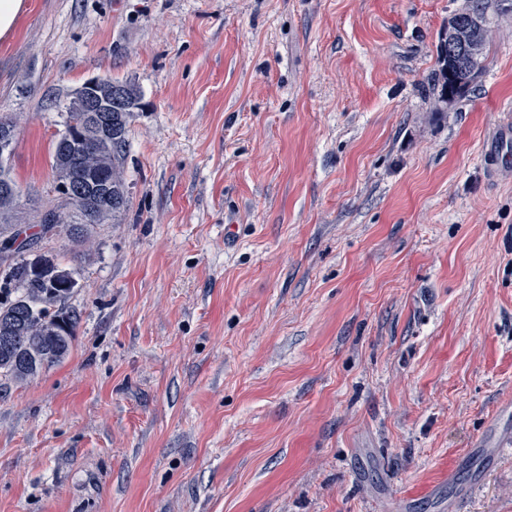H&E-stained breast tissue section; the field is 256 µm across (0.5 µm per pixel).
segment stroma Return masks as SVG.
I'll list each match as a JSON object with an SVG mask.
<instances>
[{
  "instance_id": "1",
  "label": "stroma",
  "mask_w": 512,
  "mask_h": 512,
  "mask_svg": "<svg viewBox=\"0 0 512 512\" xmlns=\"http://www.w3.org/2000/svg\"><path fill=\"white\" fill-rule=\"evenodd\" d=\"M0 39L21 196L93 78L129 207L41 243L66 357L0 377V512H512V14L438 102L466 0H27ZM445 37V32L439 37L437 46L438 71L434 86L437 91L438 101L448 104V101L450 102L460 97L479 78L482 72L486 39L481 38L479 40L481 48L476 52L478 42L473 39L469 30L460 28L450 29L448 32V48ZM473 53L475 54L472 59L465 64L453 62L463 61L466 56Z\"/></svg>"
}]
</instances>
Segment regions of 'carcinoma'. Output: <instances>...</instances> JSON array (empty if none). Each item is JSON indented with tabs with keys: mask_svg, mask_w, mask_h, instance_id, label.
Here are the masks:
<instances>
[{
	"mask_svg": "<svg viewBox=\"0 0 512 512\" xmlns=\"http://www.w3.org/2000/svg\"><path fill=\"white\" fill-rule=\"evenodd\" d=\"M464 12L477 22L475 29L487 27V0H468ZM479 43L481 48L470 61L456 64L448 58L446 34L440 35L435 83L438 101L445 104L453 101L476 83L482 72L486 39H480ZM137 104L136 91L131 87L123 111L112 113V134L106 138L99 136L89 113H68L66 130L53 150L58 185L81 172L93 179V195L127 197L122 161L131 109ZM75 136L84 140L85 147L67 161L62 158L61 146ZM19 197L16 187L7 192L0 190V330L5 329L7 335L14 337L11 348L0 353V376L23 382L66 356L77 326L76 315L61 305L74 291L77 281L69 271L60 268L53 257L41 252L39 241L64 232L70 241L85 244L95 226L116 220L127 206L93 207L86 212L77 203L67 202L65 206L70 212L62 214L59 224L47 223V216L57 213V209H37L36 223L26 225L25 237L20 240ZM37 262L46 266L42 275L32 272ZM24 356L34 362L26 375L20 373L15 362V358Z\"/></svg>",
	"mask_w": 512,
	"mask_h": 512,
	"instance_id": "1",
	"label": "carcinoma"
}]
</instances>
